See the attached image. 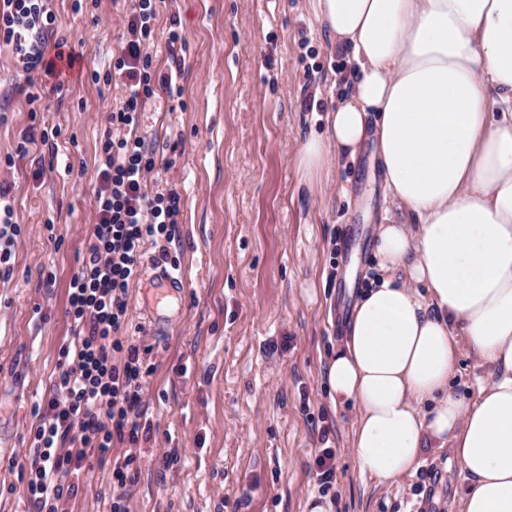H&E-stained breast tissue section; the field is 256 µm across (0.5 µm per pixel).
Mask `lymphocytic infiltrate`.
I'll list each match as a JSON object with an SVG mask.
<instances>
[{
	"label": "lymphocytic infiltrate",
	"mask_w": 512,
	"mask_h": 512,
	"mask_svg": "<svg viewBox=\"0 0 512 512\" xmlns=\"http://www.w3.org/2000/svg\"><path fill=\"white\" fill-rule=\"evenodd\" d=\"M156 0H135L112 76L125 90L111 113L96 168L95 224L68 285L71 339L59 350L53 393L32 431L36 456L28 493L36 512H64L95 463L111 462L116 490L109 512H128L124 490L134 483L143 424L145 373L140 348L127 342L126 296L142 272V249L153 243L168 261L181 213V195L152 187L154 152L139 133L143 106L156 91L172 93L171 77L152 71ZM46 0H0V42L27 76L62 79L79 56L53 39ZM126 456H112L114 443Z\"/></svg>",
	"instance_id": "1"
}]
</instances>
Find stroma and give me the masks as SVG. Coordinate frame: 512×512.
I'll return each instance as SVG.
<instances>
[{
    "label": "stroma",
    "mask_w": 512,
    "mask_h": 512,
    "mask_svg": "<svg viewBox=\"0 0 512 512\" xmlns=\"http://www.w3.org/2000/svg\"><path fill=\"white\" fill-rule=\"evenodd\" d=\"M72 4L47 0L54 36L81 54L84 78L61 88L45 79L28 102L27 77L0 45V182L23 230L12 273L0 278V512H35L31 429L70 337L68 282L95 221L106 116L123 96L88 75L112 66L130 0H82L79 14ZM158 10L153 66L176 74L181 98L150 100L141 131L159 185L182 197L170 254L183 285L158 312L153 282L128 291V338L150 370V431L128 512H306L309 495L325 491L315 465L325 447L335 472L325 492L337 512H455L465 483L448 451H429L414 476L377 485L350 453L356 410L330 399L328 363L393 204L369 139L355 158L331 153L311 179L300 175L301 144L325 136L351 81L314 0H160ZM174 19L182 39L172 47ZM33 110L58 135L19 158ZM167 448L178 458L165 466ZM111 498L108 471L98 469L66 510L106 512Z\"/></svg>",
    "instance_id": "stroma-1"
}]
</instances>
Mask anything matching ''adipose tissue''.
<instances>
[{"label": "adipose tissue", "instance_id": "ef3b65f1", "mask_svg": "<svg viewBox=\"0 0 512 512\" xmlns=\"http://www.w3.org/2000/svg\"><path fill=\"white\" fill-rule=\"evenodd\" d=\"M353 84L327 138L375 142L395 204L377 228L378 270L354 304L327 383L358 412L351 456L393 484L432 448L469 484L459 512H512V0H316ZM488 380L455 387L462 352Z\"/></svg>", "mask_w": 512, "mask_h": 512}]
</instances>
